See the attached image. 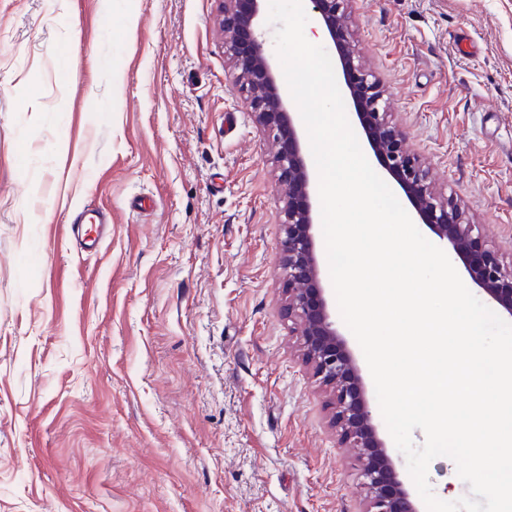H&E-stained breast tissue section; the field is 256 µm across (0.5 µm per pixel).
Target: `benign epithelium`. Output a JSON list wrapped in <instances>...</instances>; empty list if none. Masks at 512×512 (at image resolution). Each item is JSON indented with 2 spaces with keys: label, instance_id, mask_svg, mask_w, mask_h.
<instances>
[{
  "label": "benign epithelium",
  "instance_id": "benign-epithelium-1",
  "mask_svg": "<svg viewBox=\"0 0 512 512\" xmlns=\"http://www.w3.org/2000/svg\"><path fill=\"white\" fill-rule=\"evenodd\" d=\"M218 2L225 53L236 83L258 125L278 145L275 203L283 233V310L299 326L302 361L331 393L332 423L338 436L358 449L357 461L368 490L364 512H418L376 432L363 379L329 309L314 235L316 175L303 148L299 115L266 48V0ZM309 2L314 21L337 52L344 94L375 159L407 192L422 223L451 246L472 282L512 317V260L478 247L476 226L465 221L456 203L431 186L426 171L403 149L402 133L386 112L384 91L355 64L346 26L350 0Z\"/></svg>",
  "mask_w": 512,
  "mask_h": 512
}]
</instances>
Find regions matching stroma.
Segmentation results:
<instances>
[{
	"mask_svg": "<svg viewBox=\"0 0 512 512\" xmlns=\"http://www.w3.org/2000/svg\"><path fill=\"white\" fill-rule=\"evenodd\" d=\"M218 0H0V512H363L283 312ZM405 150L512 254V0H351ZM110 211L94 253L69 233ZM434 494L471 493L450 458Z\"/></svg>",
	"mask_w": 512,
	"mask_h": 512,
	"instance_id": "obj_1",
	"label": "stroma"
}]
</instances>
